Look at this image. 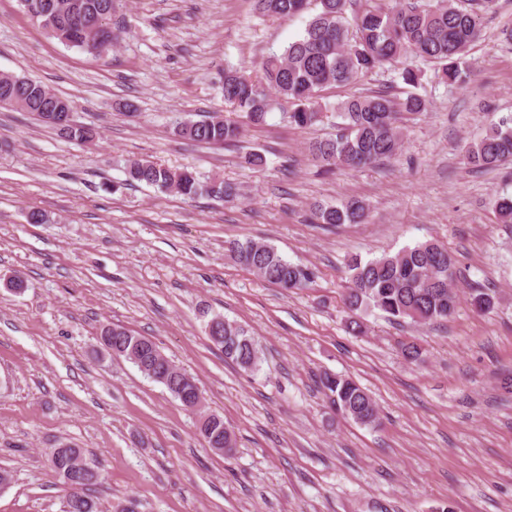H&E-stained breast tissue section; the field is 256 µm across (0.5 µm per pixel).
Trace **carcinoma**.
<instances>
[{"instance_id":"carcinoma-1","label":"carcinoma","mask_w":512,"mask_h":512,"mask_svg":"<svg viewBox=\"0 0 512 512\" xmlns=\"http://www.w3.org/2000/svg\"><path fill=\"white\" fill-rule=\"evenodd\" d=\"M120 0H79L91 20L112 21ZM256 13L267 19L291 18L307 10L309 0H254ZM316 12L306 21L302 34L280 54H272L251 76L238 70L224 71V103L232 112L246 116L247 122H266L273 103L289 105L288 122L311 127L321 121L323 106L319 93L332 86L348 85L400 57L411 55L430 61L450 82H466L471 71L465 58L482 37L477 10L456 6V0H397L394 5L369 4V0H315ZM47 35L77 50L88 51L91 33L74 29L72 16L54 14L43 26ZM65 99L42 83L0 73V107L38 115L48 121L50 111ZM426 109L415 93L401 98L387 91L353 95L338 108L342 124L333 139L317 140L309 154L324 170L338 167L363 168L393 158L401 148L402 130ZM244 125L220 115L199 121H183L175 127L179 137L205 144L232 145L244 135ZM64 137L92 143L99 133L87 126L70 125L60 130ZM467 163L476 169L499 167L512 161V127L502 123L466 149ZM127 181L144 183L183 196H207L230 202L240 196L239 186L214 176L205 181L191 170L170 169L150 160H135L126 168ZM494 207L503 224H512V195L498 196ZM369 216L360 200L349 199L335 205L315 206L318 224H363ZM226 255L234 263L254 272L262 280L285 291L299 290L312 282L314 272L307 266L284 258L275 247L253 240L230 241ZM348 277L343 301L358 314L377 309L391 321L410 320L431 324L456 313L459 295L451 287L456 275L448 263V250L436 241L418 243L391 254L347 263ZM496 302L492 292L478 289L470 304L479 311L490 310ZM112 339V353L136 361L139 371L162 384L177 396L190 376L161 353L145 336L112 324L101 331L99 343ZM224 353V359L239 369L255 374L261 370L263 353L248 329L224 320V340L210 339ZM319 387L336 410L363 425L378 423L372 397L352 378L324 374ZM207 447L229 455L236 448L234 432L216 414H204L198 425ZM50 463L63 478L72 471L84 472L81 489L68 493L63 512H98L87 494L99 480V472L89 465L81 448L62 444L49 449Z\"/></svg>"}]
</instances>
